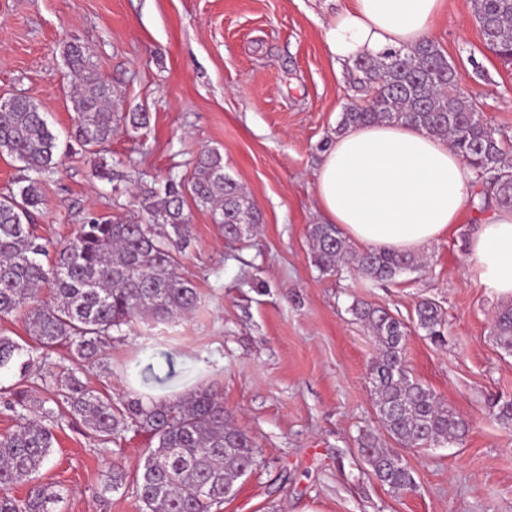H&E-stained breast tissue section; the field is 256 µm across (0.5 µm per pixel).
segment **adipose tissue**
<instances>
[{
	"label": "adipose tissue",
	"instance_id": "obj_1",
	"mask_svg": "<svg viewBox=\"0 0 512 512\" xmlns=\"http://www.w3.org/2000/svg\"><path fill=\"white\" fill-rule=\"evenodd\" d=\"M445 0H350L325 40L338 63L409 47L427 38ZM472 173L444 140L407 124H367L336 137L316 172L328 223L369 248L418 252L459 223ZM480 284L512 297V209L497 207L469 239Z\"/></svg>",
	"mask_w": 512,
	"mask_h": 512
}]
</instances>
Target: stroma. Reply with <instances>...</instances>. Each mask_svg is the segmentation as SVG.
<instances>
[{
    "mask_svg": "<svg viewBox=\"0 0 512 512\" xmlns=\"http://www.w3.org/2000/svg\"><path fill=\"white\" fill-rule=\"evenodd\" d=\"M346 0H0V97L29 98L66 135L77 83L63 49L78 41L112 87L119 116L93 155L61 144L43 175L39 236L60 244L89 215L115 221L168 178L192 175L202 150L224 157L261 222L250 237L225 239L209 208L187 203L191 238L179 266L201 304L188 318L143 323L115 334L109 372L87 369L90 389L113 398L172 401L209 388L248 431L257 466L216 512H512V433L489 413L512 399V355L491 333L505 298L476 280L468 239L485 215L422 250L426 266L394 282L357 270L321 272L307 227L323 223L316 172L324 142L357 101L346 64H334L324 31ZM430 36L462 73L485 120L512 150V65L488 51L470 0H447ZM144 113L132 127L127 117ZM107 164L111 180L95 176ZM445 313L444 344L409 337L411 375L468 423L462 443L399 450L416 486L396 492L365 463L360 431L375 430L369 366L378 354L351 306L363 301L411 321L416 304ZM40 358L27 372H0V389L50 397ZM42 483L69 488L60 512H141L135 494L145 434L101 444L62 417ZM120 465L126 484L101 493L100 474Z\"/></svg>",
    "mask_w": 512,
    "mask_h": 512,
    "instance_id": "35a3bbf8",
    "label": "stroma"
}]
</instances>
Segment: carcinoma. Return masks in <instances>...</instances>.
I'll list each match as a JSON object with an SVG mask.
<instances>
[{
  "label": "carcinoma",
  "instance_id": "carcinoma-1",
  "mask_svg": "<svg viewBox=\"0 0 512 512\" xmlns=\"http://www.w3.org/2000/svg\"><path fill=\"white\" fill-rule=\"evenodd\" d=\"M484 45L512 63V0H471ZM65 57L81 85L71 95L70 137L85 151L98 152L112 138V88L96 73L88 50L75 42ZM351 82L366 103L342 113L336 134L370 123H405L449 141L483 187V201L512 208V157L469 97L462 75L439 46L426 39L391 50L377 58L353 60ZM7 154L29 172L18 193L0 197V319L23 310L36 349L47 356L66 349L69 366L46 372L54 397L30 401L23 391L5 400L16 428L0 436V512H58L64 490L34 483L54 445L51 425L65 410L101 443L133 432L156 441L145 451L136 494L146 512H213L234 492L235 482L257 465L254 442L234 426L224 401L209 388L173 402L148 405L115 401L87 388L78 376L88 366L107 368L106 349L113 333L134 330L141 321L168 323L198 307L194 284L177 273L190 236L185 197L210 208L214 222L228 239H242L259 223L244 189L224 173V158L215 150L201 152L187 184L172 180L152 191L136 217L112 222L86 218L67 242L49 246L34 233L33 212L43 204L40 177L59 164L57 136L45 113L28 100L0 111V154ZM314 262L333 273L351 267L374 282H386L420 267L415 254L391 249L357 250L334 224L308 228ZM54 252L46 265L40 257ZM48 297H39L43 287ZM376 339L379 355L370 366L380 429L403 448H431L465 435L466 424L432 390L410 377L406 366L407 324L384 309L352 305ZM416 328L434 344L443 342L444 314L437 303L418 302ZM492 333L502 349L512 352V305L499 309ZM26 347L0 336V370L20 364ZM38 409L41 420L26 411ZM359 448L376 477L394 491L415 486L412 470L398 455L381 447L372 431L360 435ZM125 473L115 463L102 474L105 492L122 488ZM31 484L23 499L11 490Z\"/></svg>",
  "mask_w": 512,
  "mask_h": 512
}]
</instances>
